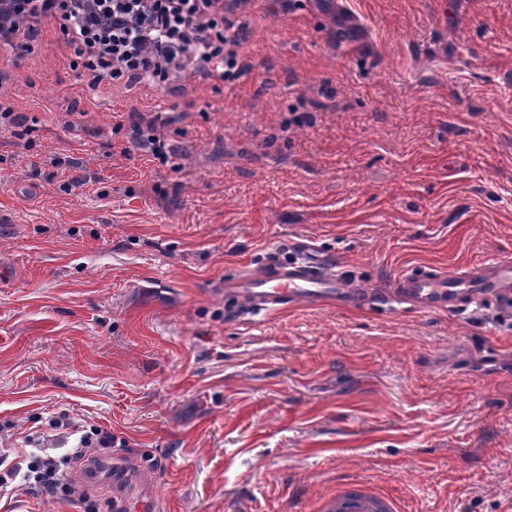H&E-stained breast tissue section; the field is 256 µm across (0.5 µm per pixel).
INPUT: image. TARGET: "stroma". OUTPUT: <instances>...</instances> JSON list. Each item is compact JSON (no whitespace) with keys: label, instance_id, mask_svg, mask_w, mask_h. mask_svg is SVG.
Here are the masks:
<instances>
[{"label":"stroma","instance_id":"obj_1","mask_svg":"<svg viewBox=\"0 0 512 512\" xmlns=\"http://www.w3.org/2000/svg\"><path fill=\"white\" fill-rule=\"evenodd\" d=\"M254 0L237 78L100 93L48 36L0 59V456L107 429L163 512H512V313L297 306L230 322L225 275L304 242L350 283L512 257V0ZM112 512V484L0 512ZM394 504L372 491L361 487H346L337 495L326 498L320 505L321 512H392Z\"/></svg>","mask_w":512,"mask_h":512}]
</instances>
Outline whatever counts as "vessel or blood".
Returning a JSON list of instances; mask_svg holds the SVG:
<instances>
[{"label": "vessel or blood", "instance_id": "obj_1", "mask_svg": "<svg viewBox=\"0 0 512 512\" xmlns=\"http://www.w3.org/2000/svg\"><path fill=\"white\" fill-rule=\"evenodd\" d=\"M356 308L406 305L424 314L463 315L485 305L512 311V258L493 267L461 269L418 264L386 288H349L324 253L305 247L293 258L271 252L252 268L224 279V308L232 319L269 314L299 303ZM147 468L112 454V512H159L161 493Z\"/></svg>", "mask_w": 512, "mask_h": 512}]
</instances>
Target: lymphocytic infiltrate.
I'll return each instance as SVG.
<instances>
[{
	"label": "lymphocytic infiltrate",
	"instance_id": "1",
	"mask_svg": "<svg viewBox=\"0 0 512 512\" xmlns=\"http://www.w3.org/2000/svg\"><path fill=\"white\" fill-rule=\"evenodd\" d=\"M65 28L76 29L75 53L93 81L150 79L168 92L173 72L197 75L214 69L236 77L241 31L213 0H75ZM38 487L56 498L61 478L54 458L30 457L25 468L0 474V490Z\"/></svg>",
	"mask_w": 512,
	"mask_h": 512
}]
</instances>
